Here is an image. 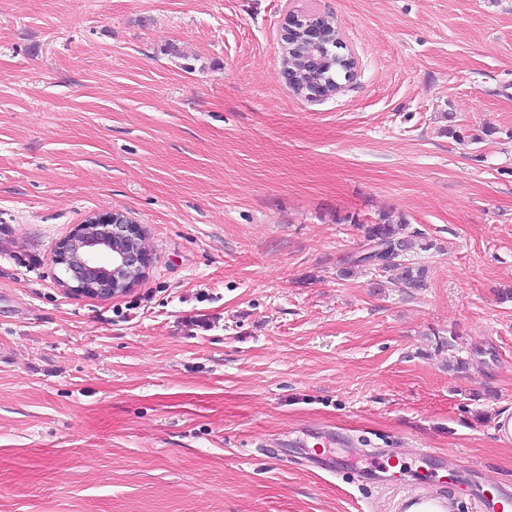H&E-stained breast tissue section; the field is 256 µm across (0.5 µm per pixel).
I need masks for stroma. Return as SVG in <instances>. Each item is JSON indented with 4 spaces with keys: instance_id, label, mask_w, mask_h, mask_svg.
<instances>
[{
    "instance_id": "1",
    "label": "stroma",
    "mask_w": 512,
    "mask_h": 512,
    "mask_svg": "<svg viewBox=\"0 0 512 512\" xmlns=\"http://www.w3.org/2000/svg\"><path fill=\"white\" fill-rule=\"evenodd\" d=\"M311 8L357 63L317 101L280 75ZM108 210L150 265L70 294L54 249ZM385 212L435 244L417 294L337 275ZM503 288L512 0H0V512H394L451 456L512 486ZM311 428L359 445L324 470Z\"/></svg>"
}]
</instances>
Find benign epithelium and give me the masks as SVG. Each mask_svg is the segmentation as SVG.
<instances>
[{"label": "benign epithelium", "instance_id": "benign-epithelium-1", "mask_svg": "<svg viewBox=\"0 0 512 512\" xmlns=\"http://www.w3.org/2000/svg\"><path fill=\"white\" fill-rule=\"evenodd\" d=\"M318 15L286 14L281 36L293 22L309 30L315 43L331 38L318 25ZM141 227L125 215L108 211L93 213L77 225L54 249V263L61 266L66 278L61 286L69 293L98 298L121 295L133 288L150 264V254L141 244Z\"/></svg>", "mask_w": 512, "mask_h": 512}]
</instances>
